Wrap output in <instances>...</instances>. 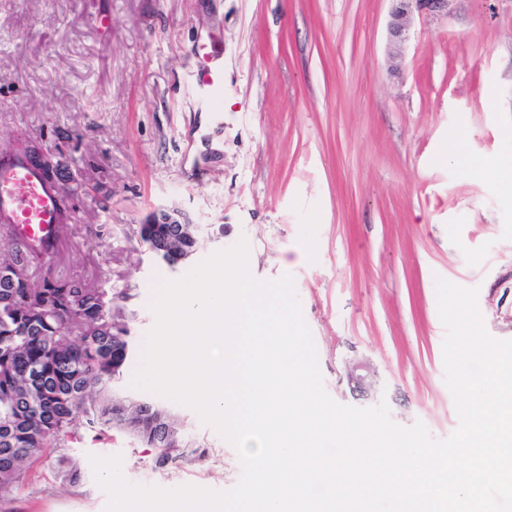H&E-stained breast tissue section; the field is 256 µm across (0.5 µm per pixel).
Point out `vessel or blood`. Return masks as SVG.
I'll return each mask as SVG.
<instances>
[{
    "label": "vessel or blood",
    "mask_w": 512,
    "mask_h": 512,
    "mask_svg": "<svg viewBox=\"0 0 512 512\" xmlns=\"http://www.w3.org/2000/svg\"><path fill=\"white\" fill-rule=\"evenodd\" d=\"M195 92L203 104L224 95V52L218 46L195 50ZM62 202L56 187L24 161L0 162V219L33 240L47 238L58 224Z\"/></svg>",
    "instance_id": "1"
}]
</instances>
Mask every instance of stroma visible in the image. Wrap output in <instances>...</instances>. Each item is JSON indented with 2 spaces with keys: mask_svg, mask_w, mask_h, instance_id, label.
I'll use <instances>...</instances> for the list:
<instances>
[{
  "mask_svg": "<svg viewBox=\"0 0 512 512\" xmlns=\"http://www.w3.org/2000/svg\"><path fill=\"white\" fill-rule=\"evenodd\" d=\"M391 0H0V149L36 142L72 190L60 277L128 292L132 355L112 390L175 414L196 457L156 468L112 430L61 452L64 482L33 458L0 512H104L91 456L123 458L130 482L233 488L237 451L192 409L137 388L156 286L239 240L255 278L294 279L327 393L387 403L436 439L459 424L445 383L436 280L478 291L484 326L512 340V184L484 165L512 158V0H450L423 14L398 65ZM109 26H102V19ZM224 48V109L191 85L198 45ZM462 155L448 156L451 139ZM185 213L195 253L175 266L134 233L157 209ZM375 371L354 396L350 361Z\"/></svg>",
  "mask_w": 512,
  "mask_h": 512,
  "instance_id": "obj_1",
  "label": "stroma"
}]
</instances>
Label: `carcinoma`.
I'll use <instances>...</instances> for the list:
<instances>
[{"instance_id":"1","label":"carcinoma","mask_w":512,"mask_h":512,"mask_svg":"<svg viewBox=\"0 0 512 512\" xmlns=\"http://www.w3.org/2000/svg\"><path fill=\"white\" fill-rule=\"evenodd\" d=\"M24 156L50 181L54 170L44 153L26 143L0 151V158ZM63 214L53 239L33 244L0 224V494L23 478L27 463L52 448L80 438L79 427L104 433L129 429L149 448H190L175 440L168 411L132 405L112 392V380L124 372L130 335L112 294L81 281L62 279L46 270L47 259L69 238L71 189H60ZM172 224H141L139 238L157 248ZM198 244L197 230L178 239L175 252L160 256L174 266L188 259ZM64 478L80 482L79 462L60 457Z\"/></svg>"}]
</instances>
